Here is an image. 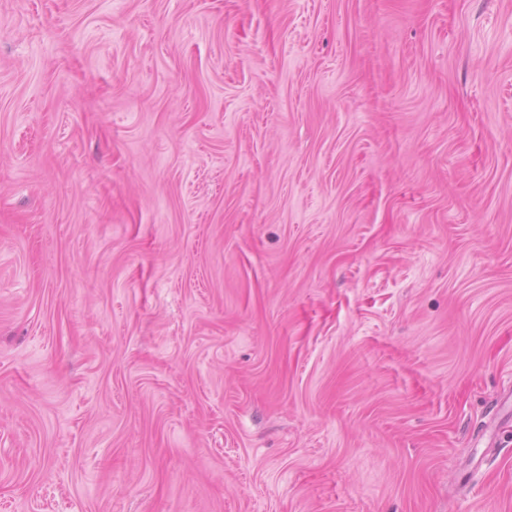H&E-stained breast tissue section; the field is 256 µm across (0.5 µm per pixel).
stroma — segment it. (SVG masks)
I'll return each mask as SVG.
<instances>
[{
  "label": "stroma",
  "instance_id": "stroma-1",
  "mask_svg": "<svg viewBox=\"0 0 512 512\" xmlns=\"http://www.w3.org/2000/svg\"><path fill=\"white\" fill-rule=\"evenodd\" d=\"M0 512H512V0H0Z\"/></svg>",
  "mask_w": 512,
  "mask_h": 512
}]
</instances>
